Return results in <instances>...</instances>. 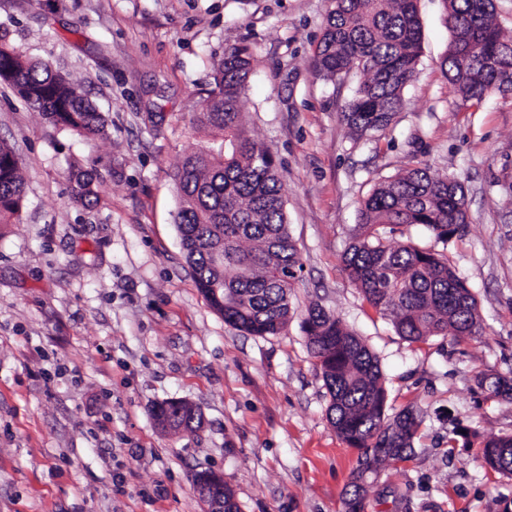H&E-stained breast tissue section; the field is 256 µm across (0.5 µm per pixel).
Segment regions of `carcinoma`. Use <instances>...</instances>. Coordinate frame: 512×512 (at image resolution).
<instances>
[{
	"label": "carcinoma",
	"mask_w": 512,
	"mask_h": 512,
	"mask_svg": "<svg viewBox=\"0 0 512 512\" xmlns=\"http://www.w3.org/2000/svg\"><path fill=\"white\" fill-rule=\"evenodd\" d=\"M446 3L451 39L441 67L451 85L475 105L512 93V36L495 23L493 0ZM421 51L417 0H327L314 68L326 80L360 75L341 117L362 137L385 130L401 109ZM466 53L471 61L463 68L460 58ZM250 72L245 46L225 50L213 66V89L194 121L217 132L221 144L188 156L173 173L182 200L176 224L195 283L224 323L252 336H276L288 324L290 288L300 262L275 159L240 126L238 108ZM2 73L54 124L107 135L106 121L92 103L46 63L24 61L15 48L0 43ZM75 182L81 202L98 201L90 173L77 172ZM23 198L16 155L0 142V224L19 212ZM466 223L462 186L435 179L422 167L384 180L361 202L345 271L365 300L391 317L399 335L411 342L438 335L464 339L481 324L476 299L448 257L410 240L395 242L393 235L402 226L423 224L446 244L463 236ZM304 329L330 397L328 420L339 438L364 450L346 502L348 512H361L365 473L379 462L411 455L421 421L410 410L389 416L378 357L339 318L314 307ZM477 384L489 398L512 397L511 379L480 375ZM152 416L190 430L202 420L198 409L178 410L169 401L156 405ZM480 445L485 465L512 476V434Z\"/></svg>",
	"instance_id": "obj_1"
}]
</instances>
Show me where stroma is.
<instances>
[{
  "label": "stroma",
  "instance_id": "1",
  "mask_svg": "<svg viewBox=\"0 0 512 512\" xmlns=\"http://www.w3.org/2000/svg\"><path fill=\"white\" fill-rule=\"evenodd\" d=\"M420 62L378 137L342 121L354 78L314 74L325 0H0V42L64 74L108 121L105 137L59 128L0 84V141L25 183L0 224V512H202L194 476L223 473L240 512H346L364 453L327 419L302 321L322 307L378 354L390 413L421 419L414 451L369 474L364 512H512V477L453 432L512 433V399L477 375L512 378V94L462 100L441 70L444 0H418ZM252 56L247 136L277 162L302 269L276 336L225 324L192 277L172 174L213 143L193 116L214 62ZM459 180L467 233L443 244L475 295L481 332L412 343L349 280L343 257L361 200L411 167ZM98 176L99 200L73 172ZM180 400L200 428L158 426ZM152 416L155 421L162 423L174 419L178 426L185 424L184 428L190 430L194 426H198L202 420V414L198 409L188 404L180 410L174 409L171 401L156 405L152 411Z\"/></svg>",
  "mask_w": 512,
  "mask_h": 512
}]
</instances>
